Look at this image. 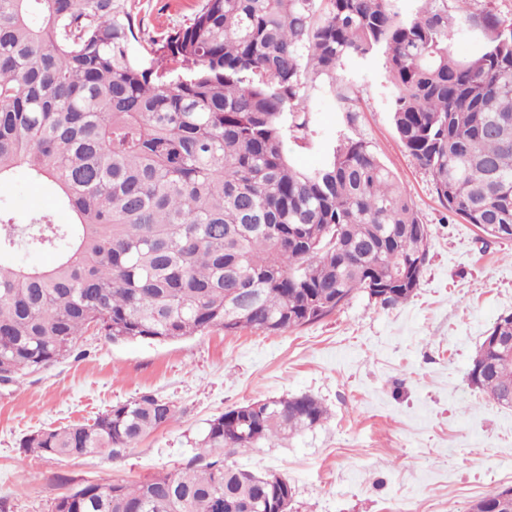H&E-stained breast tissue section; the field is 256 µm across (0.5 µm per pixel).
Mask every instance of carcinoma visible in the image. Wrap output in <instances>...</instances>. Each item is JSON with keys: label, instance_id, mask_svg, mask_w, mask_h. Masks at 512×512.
Wrapping results in <instances>:
<instances>
[{"label": "carcinoma", "instance_id": "carcinoma-1", "mask_svg": "<svg viewBox=\"0 0 512 512\" xmlns=\"http://www.w3.org/2000/svg\"><path fill=\"white\" fill-rule=\"evenodd\" d=\"M201 0L187 22L141 36L140 0H0V183L20 167L47 181L70 222L18 223L0 210V254L50 251L47 267L0 257V380L69 354L95 328L113 341H169L212 328L278 333L362 292L382 306L422 273V222L395 174L361 139L294 168L285 131L306 140L308 83L336 84L346 59L383 49L405 151L450 214L512 239V21L470 0ZM481 34L461 55L456 35ZM289 125H284V120ZM491 335L512 339V313ZM481 344L469 372L490 398L512 365ZM175 417L144 393L91 423L45 429L23 447L47 457L118 456ZM328 419L310 395L209 420L199 468L134 485L87 483L52 512H290L288 480L224 457ZM512 487L470 512H512Z\"/></svg>", "mask_w": 512, "mask_h": 512}]
</instances>
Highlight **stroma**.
<instances>
[{"label": "stroma", "mask_w": 512, "mask_h": 512, "mask_svg": "<svg viewBox=\"0 0 512 512\" xmlns=\"http://www.w3.org/2000/svg\"><path fill=\"white\" fill-rule=\"evenodd\" d=\"M199 0H142L144 33L182 25ZM353 88L354 108L336 97ZM307 144L285 136L290 161L319 166L337 142L364 140L396 174L428 228L420 282L402 304L358 294L322 320L267 333L245 328L164 341H112L91 330L67 357L0 383V503L51 512L90 482L136 483L186 468L210 419L258 400L310 395L330 414L294 438L228 456L227 464L285 476L291 512H469L512 486V407L470 382L472 359L496 319L512 313V239L441 205L431 175L402 148L391 116L385 55L348 60L335 84L306 90ZM17 221L47 211L68 221L49 187L21 169L0 183ZM143 393L176 416L122 456L49 458L22 442L32 431L86 422Z\"/></svg>", "instance_id": "obj_1"}]
</instances>
